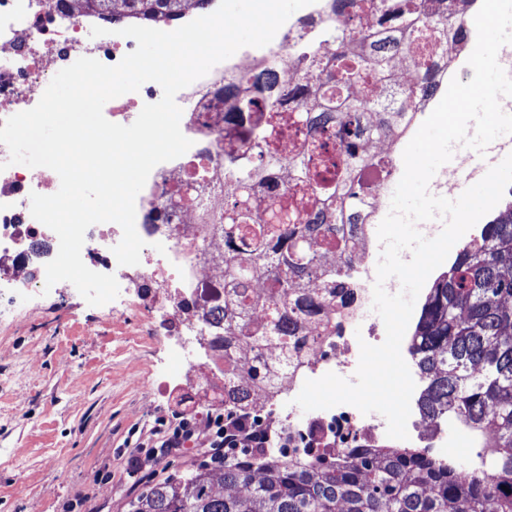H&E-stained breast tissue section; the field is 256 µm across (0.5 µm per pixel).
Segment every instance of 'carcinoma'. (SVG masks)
<instances>
[{
  "mask_svg": "<svg viewBox=\"0 0 512 512\" xmlns=\"http://www.w3.org/2000/svg\"><path fill=\"white\" fill-rule=\"evenodd\" d=\"M101 15L136 17L146 23L172 20L187 0H84ZM425 9L418 0H372L383 19L401 31L389 40L397 53L413 42L422 45L420 66L411 84L398 89L384 58L361 52L369 36L336 29V54L308 59L298 82L311 87L315 101L297 114V122L315 126L335 122L340 156L324 155L315 140L285 158L278 153L284 132L282 95L273 92L279 78L270 68L239 83L255 91L239 100L237 120L248 127L243 155L258 153L252 166L224 168L238 187L224 209L208 214L224 239L238 243L224 260V308L201 318L208 327L223 326L224 375L263 380L269 369L263 350L277 343L288 349L298 313L336 302V269L327 254H350L349 241L336 230L361 190L362 171L381 161L358 152L360 139L383 140L391 124L431 90L433 32L443 38L462 35L448 23L446 0ZM286 163L297 188L285 195L283 211L266 214L253 205L261 167ZM268 268V318L257 320L245 291L234 285L259 267ZM316 279L320 293L295 298L299 278ZM254 352L248 360L237 349ZM412 350L428 387L420 404L435 418L452 413L477 428H492L488 443L494 463L489 474L464 480L459 471L412 448H370L348 460L326 447L309 450L308 459L291 462L265 448L224 450L216 473L206 466L149 486L130 504V512H512V201L483 225L480 237L459 249L448 270L429 288L415 329ZM247 391L227 394L224 413L249 417L242 409ZM220 475L227 492L213 489Z\"/></svg>",
  "mask_w": 512,
  "mask_h": 512,
  "instance_id": "carcinoma-1",
  "label": "carcinoma"
}]
</instances>
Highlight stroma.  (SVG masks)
I'll list each match as a JSON object with an SVG mask.
<instances>
[{
	"instance_id": "stroma-1",
	"label": "stroma",
	"mask_w": 512,
	"mask_h": 512,
	"mask_svg": "<svg viewBox=\"0 0 512 512\" xmlns=\"http://www.w3.org/2000/svg\"><path fill=\"white\" fill-rule=\"evenodd\" d=\"M178 339L131 288L106 308L69 283L0 290V512H129L130 429L222 407L174 375Z\"/></svg>"
}]
</instances>
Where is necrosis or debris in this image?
I'll use <instances>...</instances> for the list:
<instances>
[{"label":"necrosis or debris","mask_w":512,"mask_h":512,"mask_svg":"<svg viewBox=\"0 0 512 512\" xmlns=\"http://www.w3.org/2000/svg\"><path fill=\"white\" fill-rule=\"evenodd\" d=\"M481 4L482 0H448L449 16L465 26L466 33L460 41L452 38L435 43L433 90L402 115L386 140L359 144L362 152L378 157L383 166L366 176L353 206V221L342 227L351 245L350 254L325 260L326 266L336 268L352 286L353 303L302 316L288 352L271 348L265 353L273 376L268 385L254 389L248 411L266 419L270 442L287 443L289 458H305L309 444L317 438L345 458L388 440L384 417L365 415L342 404L317 411L307 423L297 417L290 404L306 380L329 372L353 379L361 343L379 345L385 340L384 324L368 316L378 264L377 229L385 217L383 200L389 182L398 174L407 141L441 101L443 88L453 77L467 72L477 37L471 21ZM95 26L105 28V35L91 37ZM125 26V21H110L85 11L81 0H0V124L36 106L53 76L78 58L91 57L108 66L118 64L137 47L134 39L121 36ZM350 26L376 36L390 31L375 9L340 13L334 0H314L293 13L270 44L241 48L179 91L180 128L192 146L179 158L158 164L136 198L135 227L145 243L140 263L118 265L111 245L121 241L122 229L115 223L108 227L99 223L85 233L81 250L85 265L113 269L120 287L139 289V298L148 307L160 289H176L183 303L166 309L167 320L198 329L200 312L224 299V258L233 249L222 234L198 217L200 209L222 208L225 200L237 193L235 185L223 176V168L230 162L226 150L236 134L229 114L238 105L237 98L225 94V87L233 79L261 73L272 63L289 86H296L306 57L331 54L335 28ZM162 96L159 84L146 82L138 91L113 102L109 116L114 123L131 124L144 105L156 103ZM9 156L7 146L0 143V163L5 166L0 172V241L17 246L8 265H0V284L13 281L26 288L45 280V266L58 253L49 228L35 220L28 209L31 193L54 194L55 177L42 167L20 170L9 166ZM185 184L196 200L195 206L168 197ZM294 184L288 167L266 169L255 205L266 212H279L284 190ZM163 201L168 204V219L152 223L150 214ZM401 354L415 382L409 434L428 448L447 444L452 427L471 434V427L451 414L433 419L422 415L419 400L426 381L410 353L409 342H402Z\"/></svg>","instance_id":"necrosis-or-debris-1"}]
</instances>
